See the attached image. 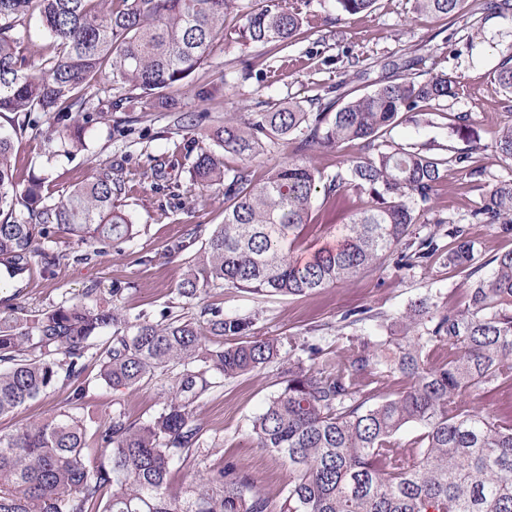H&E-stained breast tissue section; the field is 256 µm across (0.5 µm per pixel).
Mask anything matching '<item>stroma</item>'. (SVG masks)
Masks as SVG:
<instances>
[{"instance_id": "stroma-1", "label": "stroma", "mask_w": 512, "mask_h": 512, "mask_svg": "<svg viewBox=\"0 0 512 512\" xmlns=\"http://www.w3.org/2000/svg\"><path fill=\"white\" fill-rule=\"evenodd\" d=\"M483 2L464 0L451 24L444 18L414 14L411 0H378L370 13L342 17L329 0H310V22L303 35L276 54L239 42L237 30L243 19L240 13H231L224 23V41L214 46L188 86L172 92L174 106L169 110L148 102L113 108V101L124 97L125 90L111 78H101L98 99L91 104L97 117L87 126L83 147L50 155L49 142L57 132L53 121L45 118L16 142L12 164L20 178L32 173L45 177L43 194L53 202L71 186L111 172L123 183L115 204L130 215L136 235L91 261L63 265L53 276L36 267L16 278L0 279V308L10 305L28 315L63 302L82 301L87 289L106 291L118 283L123 293L115 304L129 317L144 314L157 321L162 310L169 309L197 318L203 307L220 306L225 315L249 317L252 336L292 339L296 344L293 356H300V344L314 343L324 357L331 358L342 345L340 328L348 311L370 308L391 315L422 299L464 307L468 281L438 259L408 269L396 268L389 261L303 297H257L224 287L206 289L199 298L188 300L179 295L178 288L189 255L175 253L174 246L190 232L205 241L224 220L223 185L201 190L186 176L196 147L207 144L206 126L223 123L228 114L248 118L291 101L323 96L337 84L343 93L361 95L390 76L394 65L421 56L426 68L456 78V95L447 102V115H434L427 125L400 124L392 136L401 143L432 142L462 149L467 142L453 132L449 117L470 113L472 135L486 147L483 187L463 188L461 174L449 172L436 206L442 216L465 226L481 259L512 251V235L493 224L469 221L483 188L512 178V162L487 149L499 125L512 115V96L505 94L495 74L502 57L512 52V14L487 13ZM348 53L360 57L364 74L349 75L333 66V58ZM201 88L210 91V98L198 97ZM196 112L208 113L206 125L190 124L189 116ZM297 157L310 162L324 177L336 169L337 155L324 151L301 154L291 140L270 145L251 168L261 176ZM355 204L348 194L327 203L316 201L298 258L308 260L318 251L336 247L337 230L347 222ZM282 367L276 361L258 372L226 380L197 402L194 416L215 445L187 467L172 471L173 486H184L232 461L273 499L285 494L288 473L281 459L259 448L250 432L252 417L282 387ZM171 380V373L164 372L136 388L117 392L94 385L85 398L86 408L98 417L122 409L131 420L142 421L161 408ZM69 396V387L56 385L15 414L0 418V431L11 433L68 409Z\"/></svg>"}]
</instances>
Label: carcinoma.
I'll list each match as a JSON object with an SVG mask.
<instances>
[{"mask_svg":"<svg viewBox=\"0 0 512 512\" xmlns=\"http://www.w3.org/2000/svg\"><path fill=\"white\" fill-rule=\"evenodd\" d=\"M257 0H0V274L14 278L40 263L51 275L63 256L39 247L59 233L96 245L75 254L82 263L134 237L129 216L116 209L122 184L105 173L46 202L43 181L18 191L11 158L15 139L37 117L57 124L61 142L82 143L92 121L87 105L103 70L128 88L125 102L167 106L165 91L182 87L224 39L225 17L243 10L246 44L283 48L305 23L295 2ZM337 12L371 11L377 0H332ZM413 12L454 19L462 0H412ZM39 14L50 39L35 63L23 54L26 19ZM402 64L405 74L341 103L319 95L251 119L225 117L209 129L213 147L199 148L189 170L194 184L224 183V221L191 257L179 294L196 299L206 288H239L257 296L302 297L372 268L394 255L399 268L447 262L471 280L462 308L423 300L385 317L362 309L345 314L352 326L380 321L396 335L381 343L344 334L336 357L318 365L322 349L304 346L307 361L288 359L284 387L251 422L258 447L277 454L288 470V491L270 499L237 464L175 489L168 476L203 438L192 408L218 384L256 372L280 356L282 341L254 337L211 347L207 337L245 336L247 318L206 306V328L193 319L163 324L131 319L109 296L87 291L88 303L61 304L35 315L0 310V417L14 413L58 382L71 388L70 408L0 434V512H512V416L475 409L476 392L512 384V251L477 263L463 226L438 217L422 237L412 226L434 211L448 171L472 182L484 176L480 153L431 143L396 142L404 121L430 123L456 95L446 72ZM497 81L512 95V53ZM78 114V121L72 114ZM303 152L336 154V173L322 180L311 165L289 160L256 178L247 166L284 137ZM358 142L362 154L341 155ZM512 161V121L491 143ZM243 165L228 168L224 154ZM352 191L367 197L340 228L335 249L301 261L292 246L311 222L318 195ZM480 224L512 233V179L498 181L470 212ZM448 229H442V225ZM449 242H444V239ZM486 276L479 272L486 266ZM112 329L95 353V381L131 389L158 372L177 370L170 398L143 422L122 409L105 419L84 411L92 379L91 342ZM413 427L417 434L401 440Z\"/></svg>","mask_w":512,"mask_h":512,"instance_id":"carcinoma-1","label":"carcinoma"}]
</instances>
